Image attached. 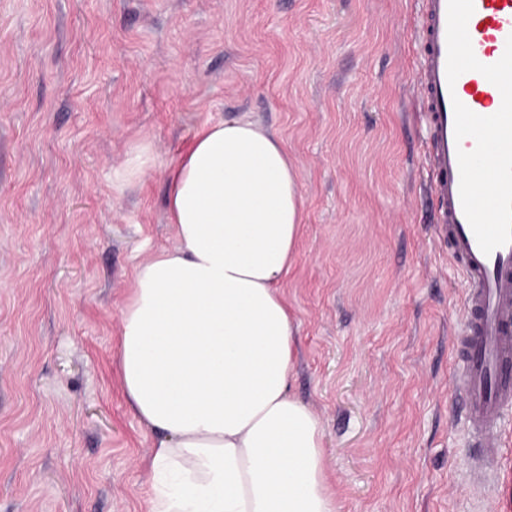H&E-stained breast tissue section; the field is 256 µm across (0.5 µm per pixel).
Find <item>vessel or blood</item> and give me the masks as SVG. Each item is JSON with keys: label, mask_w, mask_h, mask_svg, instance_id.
Here are the masks:
<instances>
[{"label": "vessel or blood", "mask_w": 512, "mask_h": 512, "mask_svg": "<svg viewBox=\"0 0 512 512\" xmlns=\"http://www.w3.org/2000/svg\"><path fill=\"white\" fill-rule=\"evenodd\" d=\"M421 4L419 104L429 132L428 177L436 202L435 222L467 283L464 339L455 379L468 429L479 448L471 474L488 485L498 475L502 419L512 412V243L483 253L464 215L457 152L473 150L475 142L456 140L452 102L460 100L472 112L490 116L499 110L502 96L476 71L449 83L448 0H421ZM467 31L481 63L499 61L512 36V0H474Z\"/></svg>", "instance_id": "obj_1"}]
</instances>
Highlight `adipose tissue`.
<instances>
[{
	"mask_svg": "<svg viewBox=\"0 0 512 512\" xmlns=\"http://www.w3.org/2000/svg\"><path fill=\"white\" fill-rule=\"evenodd\" d=\"M164 177L177 244L136 268L118 348L126 401L154 437L149 512H339L320 419L291 391L281 288L304 210L286 143L211 123Z\"/></svg>",
	"mask_w": 512,
	"mask_h": 512,
	"instance_id": "1",
	"label": "adipose tissue"
}]
</instances>
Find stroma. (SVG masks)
<instances>
[{
  "label": "stroma",
  "mask_w": 512,
  "mask_h": 512,
  "mask_svg": "<svg viewBox=\"0 0 512 512\" xmlns=\"http://www.w3.org/2000/svg\"><path fill=\"white\" fill-rule=\"evenodd\" d=\"M420 9L0 0V512H148L120 312L176 243L165 168L224 119L279 134L301 185L292 391L341 512H512V457L496 487L469 475L466 283L431 222ZM142 145L151 166L123 180Z\"/></svg>",
  "instance_id": "1"
}]
</instances>
